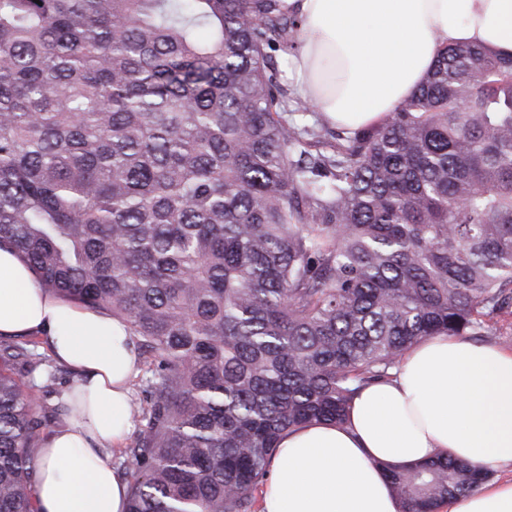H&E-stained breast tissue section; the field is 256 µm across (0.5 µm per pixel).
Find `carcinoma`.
Segmentation results:
<instances>
[{"label":"carcinoma","instance_id":"cac0c4a2","mask_svg":"<svg viewBox=\"0 0 512 512\" xmlns=\"http://www.w3.org/2000/svg\"><path fill=\"white\" fill-rule=\"evenodd\" d=\"M283 0H0V246L144 355L127 512H252L278 441L343 424L428 336L512 300V58L445 48L387 119L286 118ZM38 342L0 343V512H37ZM403 512L487 474L388 470Z\"/></svg>","mask_w":512,"mask_h":512}]
</instances>
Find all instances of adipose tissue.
Returning <instances> with one entry per match:
<instances>
[{
  "mask_svg": "<svg viewBox=\"0 0 512 512\" xmlns=\"http://www.w3.org/2000/svg\"><path fill=\"white\" fill-rule=\"evenodd\" d=\"M302 25L288 73L329 124L387 118L419 87L440 51L474 44L512 57V0H284ZM48 337L76 383L70 415L33 455L38 512H126L112 448L130 427L138 351L126 324L42 288L0 247V336ZM447 452L489 473L448 512H512V352L439 334L415 345L390 381L363 388L345 425L308 424L278 443L261 512H400L386 467Z\"/></svg>",
  "mask_w": 512,
  "mask_h": 512,
  "instance_id": "1",
  "label": "adipose tissue"
}]
</instances>
